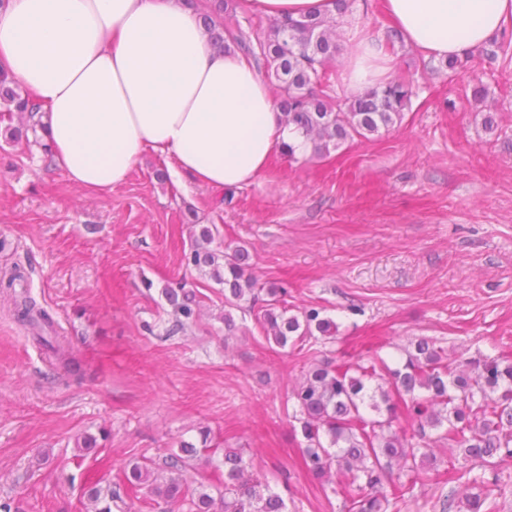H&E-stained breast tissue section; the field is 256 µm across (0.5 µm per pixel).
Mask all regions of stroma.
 Segmentation results:
<instances>
[{"label": "stroma", "instance_id": "1", "mask_svg": "<svg viewBox=\"0 0 512 512\" xmlns=\"http://www.w3.org/2000/svg\"><path fill=\"white\" fill-rule=\"evenodd\" d=\"M504 49L452 77L395 47L394 72L418 83L401 125L327 158L273 154L242 187L196 185L149 150L124 183L81 190L40 132L6 140L22 121L0 112V276L20 269L15 292L51 314L86 371L67 374L0 293V504L98 512L89 486L115 485L130 462L206 429L243 449L288 512H344V493L308 472L286 409L310 362L393 367L421 337L463 367L512 358V41ZM204 226L215 246L249 249L252 275L285 288L290 313L319 309L335 335L282 349L244 305L226 336L221 285L183 260ZM176 282L205 295L178 332L161 294ZM89 435L100 443L86 450ZM433 452L400 512L461 502L470 463L444 444ZM481 472L482 512H512V459Z\"/></svg>", "mask_w": 512, "mask_h": 512}]
</instances>
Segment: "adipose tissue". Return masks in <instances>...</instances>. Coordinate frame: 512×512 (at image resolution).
I'll use <instances>...</instances> for the list:
<instances>
[{"instance_id": "obj_1", "label": "adipose tissue", "mask_w": 512, "mask_h": 512, "mask_svg": "<svg viewBox=\"0 0 512 512\" xmlns=\"http://www.w3.org/2000/svg\"><path fill=\"white\" fill-rule=\"evenodd\" d=\"M277 17L332 16L335 0H250ZM406 47L449 60L512 26V0H381ZM348 91L378 84L393 59L381 32L358 34ZM0 68L43 106L53 165L80 187L125 181L145 150L197 184L239 187L294 137L255 65L211 49L181 0H8Z\"/></svg>"}]
</instances>
